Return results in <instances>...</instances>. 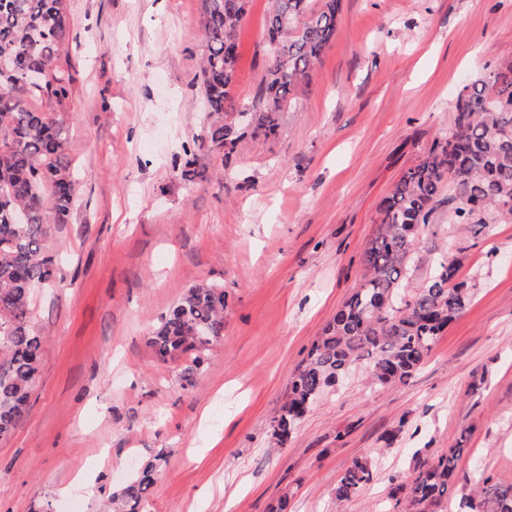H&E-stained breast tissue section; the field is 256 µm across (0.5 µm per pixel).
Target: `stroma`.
<instances>
[{"label": "stroma", "mask_w": 512, "mask_h": 512, "mask_svg": "<svg viewBox=\"0 0 512 512\" xmlns=\"http://www.w3.org/2000/svg\"><path fill=\"white\" fill-rule=\"evenodd\" d=\"M269 0L239 29L243 105L257 99ZM73 90L64 124L74 206L46 241L62 281L34 291L43 338L28 410L0 437V512H104L150 461L146 512H402L389 495L459 445L512 484V223L462 229L440 195L407 285L448 257L474 289L404 384L355 372L277 446L294 370L363 274L378 205L453 124L463 85L512 65V0H342L338 35L280 116L232 157L201 145V0H68ZM204 180L187 187L183 149ZM224 289V336L184 379L149 339L183 292ZM371 455L376 477L336 484ZM93 497L67 492L74 479ZM371 463L366 457H357L346 469L336 487L337 499L356 496L372 479Z\"/></svg>", "instance_id": "obj_1"}]
</instances>
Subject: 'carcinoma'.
<instances>
[{
	"instance_id": "obj_1",
	"label": "carcinoma",
	"mask_w": 512,
	"mask_h": 512,
	"mask_svg": "<svg viewBox=\"0 0 512 512\" xmlns=\"http://www.w3.org/2000/svg\"><path fill=\"white\" fill-rule=\"evenodd\" d=\"M203 43L197 85L209 112L206 141L221 151L249 134L271 135L293 92L309 78L336 38L341 0H270L266 17L270 64L253 124L240 128L234 96L238 31L248 9L242 0H201ZM70 17L66 0H0V435L23 417L37 372L42 340L31 322L34 287L55 281V259L45 250L51 225L70 213L75 180L67 160L62 114L72 94ZM39 102L32 110L28 103ZM184 177H203L196 154L184 149ZM448 190L458 224L512 222V68L476 80L456 97L454 125L432 141L378 205L380 225L364 251L360 285L336 310L294 372L288 398L272 420L284 445L333 380L366 362L380 386L406 383L423 365L439 336L460 316L473 288L457 266L439 260L426 284L409 295L403 286L419 229ZM224 336V289L198 284L161 318L150 344L166 363L186 354L190 379L203 355ZM464 449L455 446L420 462L414 478L391 492L405 512H434L454 487ZM156 467L146 465L112 500L113 512H143ZM371 463L357 457L336 487V498L357 495L372 479ZM469 512H512V484L480 477L466 497Z\"/></svg>"
}]
</instances>
